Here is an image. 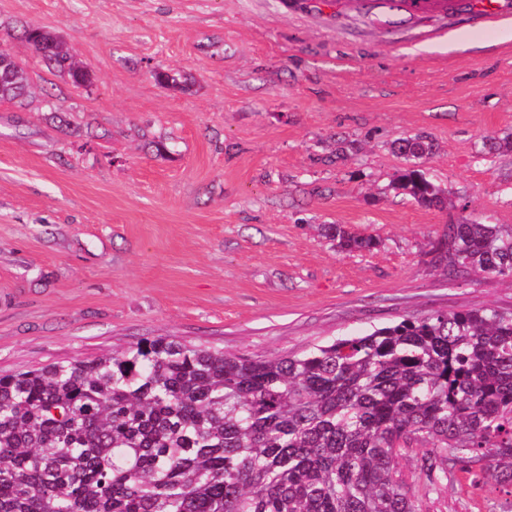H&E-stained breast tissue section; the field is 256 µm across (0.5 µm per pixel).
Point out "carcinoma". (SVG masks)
<instances>
[{"mask_svg": "<svg viewBox=\"0 0 512 512\" xmlns=\"http://www.w3.org/2000/svg\"><path fill=\"white\" fill-rule=\"evenodd\" d=\"M24 35L72 85L91 83L55 34ZM29 93L0 60V100ZM433 148L424 134L392 143L396 189L427 208L443 204L420 168ZM325 232L349 251L380 245ZM436 252L512 277V226L464 219ZM408 448L417 472L400 467ZM450 470L512 487V312L435 311L267 359L157 336L0 375V512H422Z\"/></svg>", "mask_w": 512, "mask_h": 512, "instance_id": "cac0c4a2", "label": "carcinoma"}]
</instances>
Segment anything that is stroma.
Listing matches in <instances>:
<instances>
[{
	"mask_svg": "<svg viewBox=\"0 0 512 512\" xmlns=\"http://www.w3.org/2000/svg\"><path fill=\"white\" fill-rule=\"evenodd\" d=\"M28 26L92 82L48 69ZM0 43L33 87L0 102V374L154 336L273 358L512 309V277H455L434 254L462 218L512 225V152L480 153L512 132V0H0ZM417 133L444 207L391 187V144ZM326 224L381 244L340 250ZM511 505L459 473L426 512ZM392 2H398L399 7L405 8V10L415 15L417 13L426 12L431 5L443 4L448 15V3H454L461 6L460 8H470V1L468 0H392ZM24 35L45 64L66 73L72 85L79 87L91 83L89 70L72 59L65 43L55 34L40 27H25ZM43 47L51 48L49 54H41Z\"/></svg>",
	"mask_w": 512,
	"mask_h": 512,
	"instance_id": "1",
	"label": "stroma"
}]
</instances>
